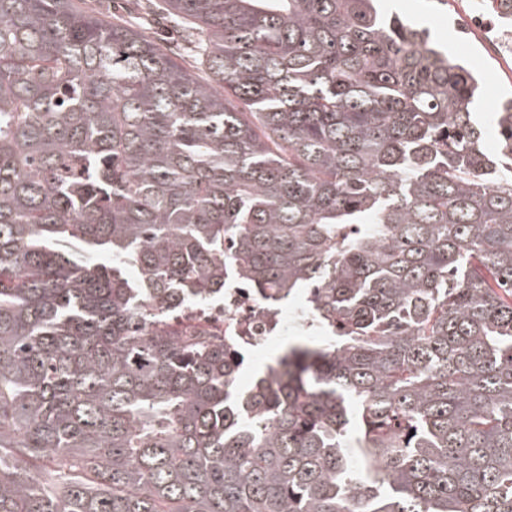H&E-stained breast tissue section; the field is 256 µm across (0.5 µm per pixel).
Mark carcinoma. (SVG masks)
<instances>
[{
	"label": "carcinoma",
	"mask_w": 512,
	"mask_h": 512,
	"mask_svg": "<svg viewBox=\"0 0 512 512\" xmlns=\"http://www.w3.org/2000/svg\"><path fill=\"white\" fill-rule=\"evenodd\" d=\"M165 2L207 79L0 0V512H512V98L497 165L477 76L375 0ZM233 276L332 343L239 384L169 324Z\"/></svg>",
	"instance_id": "1"
}]
</instances>
